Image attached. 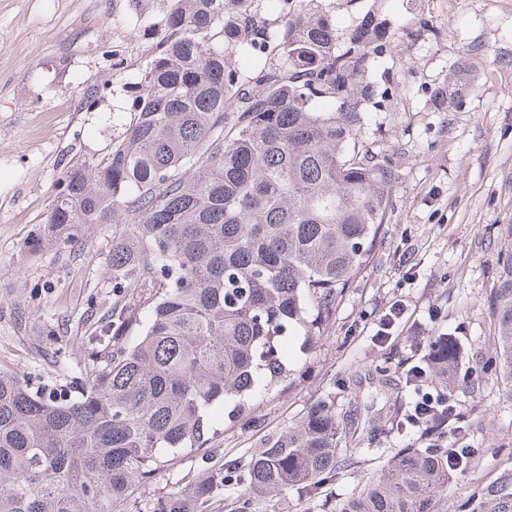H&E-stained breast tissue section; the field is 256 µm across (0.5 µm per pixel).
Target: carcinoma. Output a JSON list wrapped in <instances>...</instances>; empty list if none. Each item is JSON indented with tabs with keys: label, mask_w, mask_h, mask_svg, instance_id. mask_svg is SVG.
Instances as JSON below:
<instances>
[{
	"label": "carcinoma",
	"mask_w": 512,
	"mask_h": 512,
	"mask_svg": "<svg viewBox=\"0 0 512 512\" xmlns=\"http://www.w3.org/2000/svg\"><path fill=\"white\" fill-rule=\"evenodd\" d=\"M239 2L176 0L126 136L58 180L46 218L58 244L121 220L106 274L113 294L139 292V307L112 309L68 389L0 369V512H116L164 459L204 446L225 402L238 413L286 378L285 340L320 335L371 257L398 175L359 147L362 108L395 32L368 15L340 33L317 5L270 28ZM270 44L279 63L248 87L224 65ZM465 88L435 90L432 107ZM236 106L231 132L218 134ZM492 307L512 397V255ZM456 354L453 340L439 342L428 391L448 396ZM441 432L398 449L338 512H439L451 475ZM346 438L347 422L322 401L244 466L212 472L187 498L160 497L152 512H197L228 473L244 487L236 512L292 487L314 495L352 460ZM462 512H512V471Z\"/></svg>",
	"instance_id": "carcinoma-1"
}]
</instances>
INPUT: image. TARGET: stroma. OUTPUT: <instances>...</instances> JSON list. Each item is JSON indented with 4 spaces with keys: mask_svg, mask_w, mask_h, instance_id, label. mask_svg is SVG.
Instances as JSON below:
<instances>
[{
    "mask_svg": "<svg viewBox=\"0 0 512 512\" xmlns=\"http://www.w3.org/2000/svg\"><path fill=\"white\" fill-rule=\"evenodd\" d=\"M337 29L372 13L400 34L373 72L389 94L366 106L362 140L390 158L398 182L381 241L313 341H288V377L254 395L239 419L220 411L201 448L166 462L136 484L120 512H149L158 497L184 493L210 466L245 464L267 440L298 424L322 400L337 413L356 405L347 440L355 455L318 493L291 488L251 512H337L384 469L397 449L418 443L403 421L414 397L407 370L417 327L452 336L463 351L450 383L460 417L447 444L470 448L440 512H460L481 486L512 469V399L496 350L491 293L512 238V0H318ZM174 0H0V367L32 383L67 387L88 365V339L116 298L103 272L124 224L86 225L75 252L26 245L47 233L58 178L98 160L126 135L140 81ZM465 66L475 90L462 105L431 107L433 90L457 83ZM406 307L392 336L375 324L395 302ZM31 314L13 328L16 308ZM441 317L430 321L428 311Z\"/></svg>",
    "mask_w": 512,
    "mask_h": 512,
    "instance_id": "35a3bbf8",
    "label": "stroma"
}]
</instances>
